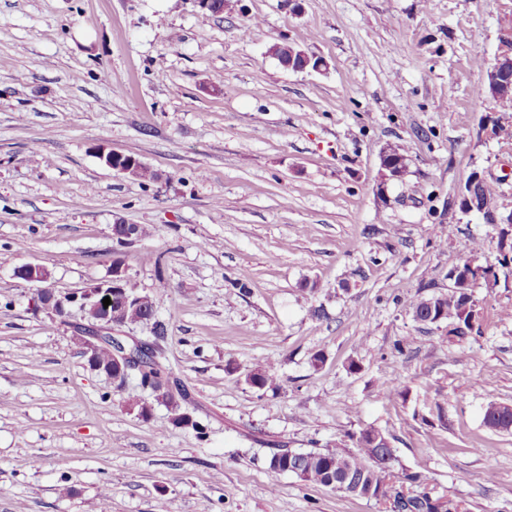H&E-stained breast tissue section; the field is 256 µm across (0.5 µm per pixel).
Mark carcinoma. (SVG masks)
<instances>
[{"label":"carcinoma","instance_id":"carcinoma-1","mask_svg":"<svg viewBox=\"0 0 512 512\" xmlns=\"http://www.w3.org/2000/svg\"><path fill=\"white\" fill-rule=\"evenodd\" d=\"M300 50L294 43H275L269 48V52L282 64L287 63L291 57ZM501 82L495 83L491 79L484 80V84L478 89V93L489 95L500 109V115L492 121V133L512 124V56L501 64ZM387 167L393 180L399 181L407 171L408 149L403 145H394L386 148ZM476 192L489 205L494 206L499 202L498 187L487 181L475 186ZM507 244L506 252L499 253L496 264L481 265L477 263L479 255L483 251V242L475 240L472 243V258L463 264L449 270L454 273L460 269L471 274V284H476L474 277L483 279L487 276H497L496 267H512V234L503 228L499 232L498 244ZM441 306L447 310L444 320L455 325L452 333L457 337H464L472 332H481L476 301L473 297L456 294L441 295L433 298V304H428L427 299L411 298L408 303L410 313L414 321L422 324H436L438 312L435 307ZM155 311L154 299L146 294L142 295V303L130 311L128 321L131 325H138L151 319ZM249 384L258 389L274 387L279 379L274 371V364L268 362L260 365L248 374ZM155 399L171 407L174 411V422L179 425L192 427L198 434H205V427L194 420L192 416L181 410V403L186 401L185 395H175L162 385L155 388ZM484 425L493 431L509 432L512 430V405L490 401L486 404L483 416ZM376 433L374 429H365L359 433L354 448L335 449H279L272 452L266 460L267 469L274 474L288 473L296 476L300 481L318 485L323 488L352 495L350 486L346 482L361 480L365 485L372 487L371 498L378 499L386 496L385 478L389 469H385V460H390V469L395 468L398 462L395 449L383 444L380 448H366L362 446V440ZM442 508V512H448V508L460 512L459 506L448 505V502L439 499L432 500L426 494H416L408 497L406 512H433L436 508Z\"/></svg>","mask_w":512,"mask_h":512}]
</instances>
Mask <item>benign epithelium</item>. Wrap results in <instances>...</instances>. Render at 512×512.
<instances>
[{"mask_svg": "<svg viewBox=\"0 0 512 512\" xmlns=\"http://www.w3.org/2000/svg\"><path fill=\"white\" fill-rule=\"evenodd\" d=\"M100 159L107 167L132 177L138 176L146 169V165L138 158L112 150L101 153ZM467 212L481 214L488 224L512 223V209H507L502 201L496 208L489 209L472 200L469 202ZM16 275L29 282H44L48 278L43 268L33 265L17 268ZM106 297L111 300L108 306L102 303ZM140 300L141 294L128 287L122 267L115 265L112 268V278L106 282L79 293L57 294L49 288H41L31 299V305L34 310L60 321L68 320L72 308L78 307L87 322V326L82 328L79 342L83 346L89 367L120 387L134 374L141 389L152 391L156 379L145 363V354L148 353L150 344L135 338L129 340L118 330V320L123 312L132 305H138ZM102 347L110 350L111 362L107 366L100 362L99 350Z\"/></svg>", "mask_w": 512, "mask_h": 512, "instance_id": "benign-epithelium-1", "label": "benign epithelium"}]
</instances>
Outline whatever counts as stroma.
I'll return each instance as SVG.
<instances>
[{
  "instance_id": "35a3bbf8",
  "label": "stroma",
  "mask_w": 512,
  "mask_h": 512,
  "mask_svg": "<svg viewBox=\"0 0 512 512\" xmlns=\"http://www.w3.org/2000/svg\"><path fill=\"white\" fill-rule=\"evenodd\" d=\"M511 28L512 0H229L220 18L198 0H0V512H391L264 464L366 428L396 450L395 488L512 512V432L483 423L512 404V270L472 290L481 333L408 309L447 294L472 240L496 255L459 194L477 171L512 203V135H491L477 93ZM284 41L326 68L282 66ZM396 144L408 170L386 184ZM116 224L150 235L123 245ZM117 262L166 326L127 333L156 340L206 437L151 392L131 410L137 379L90 369L81 313L35 312L15 275L43 267L68 293ZM269 360L280 382L261 391L246 375ZM100 159L107 167L132 177L138 176L142 171L147 169L146 165L138 158L112 150L101 153ZM484 425L493 431L512 430V405L490 401L486 404L483 416Z\"/></svg>"
}]
</instances>
